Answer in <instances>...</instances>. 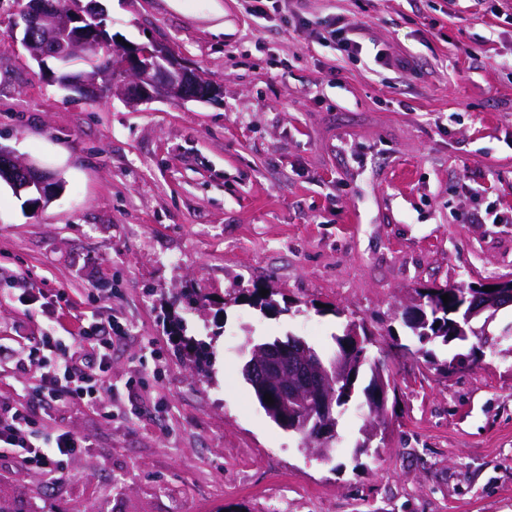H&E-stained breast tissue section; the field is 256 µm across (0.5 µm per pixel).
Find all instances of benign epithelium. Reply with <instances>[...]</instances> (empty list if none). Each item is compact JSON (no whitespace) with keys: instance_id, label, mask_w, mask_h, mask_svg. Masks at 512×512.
Masks as SVG:
<instances>
[{"instance_id":"7a95c632","label":"benign epithelium","mask_w":512,"mask_h":512,"mask_svg":"<svg viewBox=\"0 0 512 512\" xmlns=\"http://www.w3.org/2000/svg\"><path fill=\"white\" fill-rule=\"evenodd\" d=\"M96 0H27L13 23V41H21L38 63L52 58L68 65L74 58L85 65L65 83V90L83 98L96 97L104 89L121 96L130 106L176 99L207 102L224 95V88L204 80L196 68L182 61L172 50L160 44H131L109 39L104 15L94 7ZM96 25L86 26L89 19ZM98 42L114 50L112 62L93 57L88 46ZM0 182L15 194H37L52 200L57 192L55 178L30 163L19 160L14 152L0 146ZM496 290L486 292L484 287ZM461 294L469 293L471 304L464 314L460 334L480 333L472 321L479 315L496 311L512 303V277L494 281L459 284ZM362 344L357 327L342 340V355L326 365L303 341L286 346L274 343L253 352L244 365L249 380L282 394L287 402L283 415L294 430L305 431L315 413H326L332 404L336 380L348 376V358Z\"/></svg>"}]
</instances>
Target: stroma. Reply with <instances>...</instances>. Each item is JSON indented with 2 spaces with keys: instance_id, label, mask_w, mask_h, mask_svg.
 I'll list each match as a JSON object with an SVG mask.
<instances>
[{
  "instance_id": "35a3bbf8",
  "label": "stroma",
  "mask_w": 512,
  "mask_h": 512,
  "mask_svg": "<svg viewBox=\"0 0 512 512\" xmlns=\"http://www.w3.org/2000/svg\"><path fill=\"white\" fill-rule=\"evenodd\" d=\"M27 0H0V145L56 175L43 207L0 186V337L48 323L13 291H65L119 319L103 395L40 429L89 448L51 486L0 460L15 512H512V308L494 344L448 375L402 322L415 288L512 275V0H97L111 34L171 46L224 95L211 103L70 99L57 64L11 39ZM338 15L363 46L319 40ZM409 58L377 64L374 47ZM281 292L287 312L238 302ZM196 289L193 307L173 304ZM327 312H318V305ZM344 317H336L335 309ZM212 351L197 375L168 312ZM377 334L386 422L341 414L331 459L279 428L242 367L248 341L298 336L329 354L347 321ZM142 379L133 392L125 382Z\"/></svg>"
}]
</instances>
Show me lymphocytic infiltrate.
Wrapping results in <instances>:
<instances>
[{"mask_svg":"<svg viewBox=\"0 0 512 512\" xmlns=\"http://www.w3.org/2000/svg\"><path fill=\"white\" fill-rule=\"evenodd\" d=\"M76 332L58 335L48 329L29 343L27 361H38L42 371L32 384L33 401L0 406V455L38 471L50 483L66 476L65 464L90 443L86 437L59 429L39 435V418L45 409L80 401L96 404L111 391L107 379L112 343L122 326L113 320L87 322L82 311L69 306Z\"/></svg>","mask_w":512,"mask_h":512,"instance_id":"1","label":"lymphocytic infiltrate"}]
</instances>
